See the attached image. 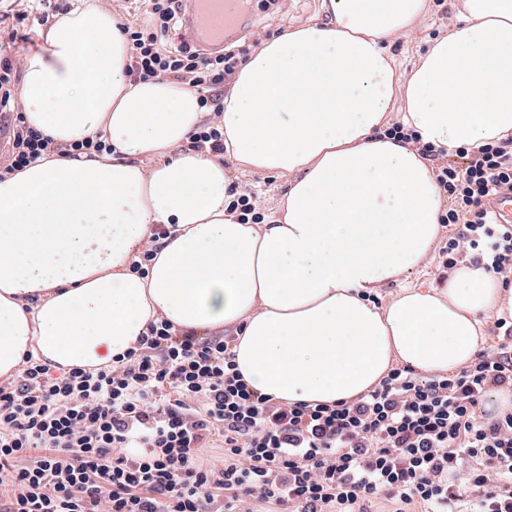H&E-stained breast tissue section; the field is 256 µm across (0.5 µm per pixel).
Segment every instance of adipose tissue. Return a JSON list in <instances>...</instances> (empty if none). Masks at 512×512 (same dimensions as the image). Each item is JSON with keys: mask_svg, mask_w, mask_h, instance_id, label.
<instances>
[{"mask_svg": "<svg viewBox=\"0 0 512 512\" xmlns=\"http://www.w3.org/2000/svg\"><path fill=\"white\" fill-rule=\"evenodd\" d=\"M324 6L331 23L263 41L219 117L241 168L290 179L268 224L232 210L221 159L181 151L203 117L199 93L132 80L110 8L87 0L42 31L19 89L26 124L59 143L99 136L112 151L47 157L0 180V377L28 354L63 368L110 362L159 315L182 331L236 328L238 371L288 404L353 400L397 364L432 376L474 359L484 321L512 312V287L468 264L442 286L408 284L446 200L424 157L385 128L398 98L424 144L512 134V0H465L464 24L406 76L384 42L423 17L425 0ZM156 224L173 236L146 275L130 272Z\"/></svg>", "mask_w": 512, "mask_h": 512, "instance_id": "adipose-tissue-1", "label": "adipose tissue"}]
</instances>
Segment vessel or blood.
<instances>
[{
	"label": "vessel or blood",
	"instance_id": "obj_1",
	"mask_svg": "<svg viewBox=\"0 0 512 512\" xmlns=\"http://www.w3.org/2000/svg\"><path fill=\"white\" fill-rule=\"evenodd\" d=\"M246 0H191L187 35L198 45H220L246 17ZM489 209L498 223H512V191L494 196Z\"/></svg>",
	"mask_w": 512,
	"mask_h": 512
}]
</instances>
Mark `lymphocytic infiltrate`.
Masks as SVG:
<instances>
[{
  "label": "lymphocytic infiltrate",
  "instance_id": "lymphocytic-infiltrate-1",
  "mask_svg": "<svg viewBox=\"0 0 512 512\" xmlns=\"http://www.w3.org/2000/svg\"><path fill=\"white\" fill-rule=\"evenodd\" d=\"M127 22L133 79L169 77L198 90L209 117L182 151L225 152L217 122L243 46L210 52L186 41L183 0H141ZM19 66L0 58V179L41 157L107 151L67 145L29 127L15 97ZM437 182L455 232L440 251L512 272V226L492 222L490 196L512 190V137L459 149ZM459 372L421 378L391 369L350 401L285 404L250 389L229 334L200 337L162 316L111 363L59 369L25 357L0 379V512H512V412L484 402L512 391V323Z\"/></svg>",
  "mask_w": 512,
  "mask_h": 512
}]
</instances>
